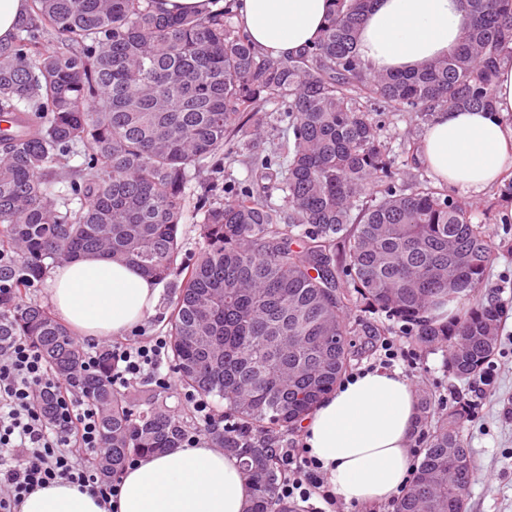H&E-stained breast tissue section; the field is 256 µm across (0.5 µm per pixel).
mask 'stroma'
<instances>
[{
    "instance_id": "obj_1",
    "label": "stroma",
    "mask_w": 512,
    "mask_h": 512,
    "mask_svg": "<svg viewBox=\"0 0 512 512\" xmlns=\"http://www.w3.org/2000/svg\"><path fill=\"white\" fill-rule=\"evenodd\" d=\"M390 157L395 165L418 180L436 185L437 180L421 160L412 156L431 122L407 112L384 116ZM476 216L484 217L487 231L498 248L482 294L506 305L502 344L493 359L496 374L488 386L479 379L459 380L445 367L440 349L415 351L416 368L401 367L416 394L430 393L449 404L470 405L472 418L466 430L467 446L481 468L467 500V512H512V419L503 414L512 405V175L478 194L466 193Z\"/></svg>"
}]
</instances>
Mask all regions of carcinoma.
<instances>
[{"mask_svg": "<svg viewBox=\"0 0 512 512\" xmlns=\"http://www.w3.org/2000/svg\"><path fill=\"white\" fill-rule=\"evenodd\" d=\"M0 42V348L18 336L98 413L103 480L136 454L181 444L189 424L154 390L120 394L110 349L84 368L83 343L34 299L50 269L100 252L161 283L181 277L167 323L183 386L224 401L237 430L209 438L239 457L247 512H297L278 496L273 439L336 390L366 303L448 372L481 374L500 345L504 307L481 292L496 258L470 204L392 169L376 115L493 111L512 61V0H460L467 25L448 56L400 74L365 70L357 34L372 0H334L320 36L285 59L260 54L232 7L174 15L159 0H31ZM62 41L44 48L49 34ZM276 146L251 165L284 205L224 164L269 126ZM78 157L79 165L70 161ZM213 174L224 201L191 198ZM64 184L65 190L56 186ZM202 246L184 251L180 226ZM470 413L421 398L413 476L393 512H465L478 470Z\"/></svg>", "mask_w": 512, "mask_h": 512, "instance_id": "1", "label": "carcinoma"}]
</instances>
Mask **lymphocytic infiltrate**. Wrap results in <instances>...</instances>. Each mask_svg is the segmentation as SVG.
Instances as JSON below:
<instances>
[{"label": "lymphocytic infiltrate", "mask_w": 512, "mask_h": 512, "mask_svg": "<svg viewBox=\"0 0 512 512\" xmlns=\"http://www.w3.org/2000/svg\"><path fill=\"white\" fill-rule=\"evenodd\" d=\"M167 354L163 336L137 333L115 343V383L124 386L139 379L171 389L173 380L162 371ZM38 392L52 395V415L36 405ZM99 446L95 408L74 399L31 343L18 337L0 351V512H18L27 495L60 480L90 488L104 505H111L118 497V481L99 480L90 466ZM280 455L286 473L280 496L304 502L317 497L326 505L336 504L322 467L308 448L294 443Z\"/></svg>", "instance_id": "f902f5d3"}]
</instances>
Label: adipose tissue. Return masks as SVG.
I'll return each instance as SVG.
<instances>
[{
	"label": "adipose tissue",
	"mask_w": 512,
	"mask_h": 512,
	"mask_svg": "<svg viewBox=\"0 0 512 512\" xmlns=\"http://www.w3.org/2000/svg\"><path fill=\"white\" fill-rule=\"evenodd\" d=\"M333 0H237L255 48L274 59L315 41ZM466 17L459 0H375L359 29L357 52L372 72H405L447 55ZM493 111L438 110L420 144L436 179L481 192L512 171V64L500 65ZM59 320L98 342L123 336L154 314L160 285L104 254L57 264L47 277ZM416 395L399 372L375 370L341 383L304 421L311 456L344 502L393 500L408 484ZM116 503L104 508L92 491L56 482L28 495L21 512H246L248 486L238 459L203 440L139 456L119 477Z\"/></svg>",
	"instance_id": "adipose-tissue-1"
}]
</instances>
